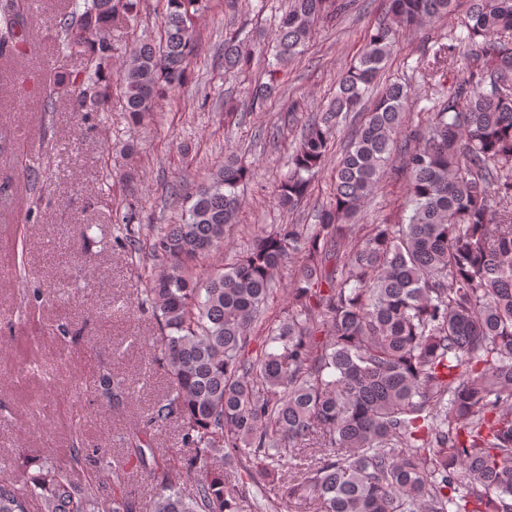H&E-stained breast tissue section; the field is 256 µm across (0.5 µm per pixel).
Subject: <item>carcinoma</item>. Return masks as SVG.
Wrapping results in <instances>:
<instances>
[{
  "mask_svg": "<svg viewBox=\"0 0 512 512\" xmlns=\"http://www.w3.org/2000/svg\"><path fill=\"white\" fill-rule=\"evenodd\" d=\"M352 2L289 0L252 102L274 97L317 23ZM386 2L275 188L276 205L295 212L335 135L357 121L318 223L281 224L224 263L238 187L251 176L228 154L186 201L181 223L156 229L158 270L137 308L157 322L150 349L168 389L122 437L124 465L150 478L154 512H512V0H467L446 43L429 26L456 0ZM200 3L166 0L160 43L130 49L118 80L133 122L181 87ZM27 8L0 7V55L21 52ZM138 12L139 0H66L58 37L87 64L54 72L48 97L66 90L81 111L107 110L110 30ZM406 30L433 41L422 76L434 96L417 112L407 84L379 86ZM251 59L225 35L224 71ZM462 66L468 77L458 79ZM391 170L405 180L409 214L349 234ZM132 220L115 243L136 255ZM289 255L288 311L271 316ZM123 389L124 378L99 373L103 395ZM173 420L189 454L172 464L154 436ZM106 467L105 452L76 436L38 472L1 478L0 512H31L34 500L38 512H139L130 492L105 504Z\"/></svg>",
  "mask_w": 512,
  "mask_h": 512,
  "instance_id": "cac0c4a2",
  "label": "carcinoma"
}]
</instances>
